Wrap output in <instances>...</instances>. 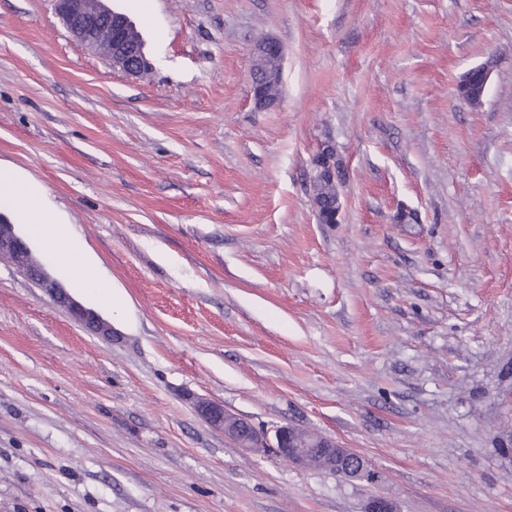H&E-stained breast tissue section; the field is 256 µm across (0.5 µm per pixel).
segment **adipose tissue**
Segmentation results:
<instances>
[{"label":"adipose tissue","instance_id":"1","mask_svg":"<svg viewBox=\"0 0 512 512\" xmlns=\"http://www.w3.org/2000/svg\"><path fill=\"white\" fill-rule=\"evenodd\" d=\"M13 205L29 236L40 242L57 265L83 288L109 296L113 308L123 309L128 299L121 291H108L98 266L70 241L60 219L49 208L43 188L13 168L0 167V202Z\"/></svg>","mask_w":512,"mask_h":512}]
</instances>
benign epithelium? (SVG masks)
<instances>
[{
	"instance_id": "7a95c632",
	"label": "benign epithelium",
	"mask_w": 512,
	"mask_h": 512,
	"mask_svg": "<svg viewBox=\"0 0 512 512\" xmlns=\"http://www.w3.org/2000/svg\"><path fill=\"white\" fill-rule=\"evenodd\" d=\"M55 13L71 35L88 50L102 55L112 68L127 76H137L151 67L140 48V36L129 19L104 4V0H52ZM251 83L254 100L262 108L274 106L283 84L285 51L275 39L258 40L252 50ZM310 191L314 213L320 224H337L341 212V191L336 183L334 149L322 146L314 157V175ZM10 257L18 270L41 288L72 320L97 336L110 338L112 324L97 312L86 308L69 294L66 288L52 279L37 263L24 239L14 225L0 214V255ZM197 413L211 426L224 432L239 447L255 452L273 451L288 463L302 468L333 469L337 475L354 472L363 479H373L369 461L335 440L311 434L290 425L262 430L249 420L224 409L215 401L199 398ZM362 512H398L384 497L374 496L364 503Z\"/></svg>"
}]
</instances>
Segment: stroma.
Returning <instances> with one entry per match:
<instances>
[{
    "mask_svg": "<svg viewBox=\"0 0 512 512\" xmlns=\"http://www.w3.org/2000/svg\"><path fill=\"white\" fill-rule=\"evenodd\" d=\"M108 5L140 76L51 0H0V165L131 303L31 242L115 332L91 335L0 255V512H512V0ZM262 37L285 50L270 109ZM327 142L337 224L309 195ZM194 396L329 436L376 478L239 448ZM52 2L55 13L71 35L88 50L102 55L113 69L137 76L151 67L143 47L140 48L141 38L129 19L108 8L104 0ZM251 55L254 100L259 107H272L279 100L283 84L284 48L277 40L265 37L254 44ZM264 84L267 87L262 88Z\"/></svg>",
    "mask_w": 512,
    "mask_h": 512,
    "instance_id": "1",
    "label": "stroma"
}]
</instances>
